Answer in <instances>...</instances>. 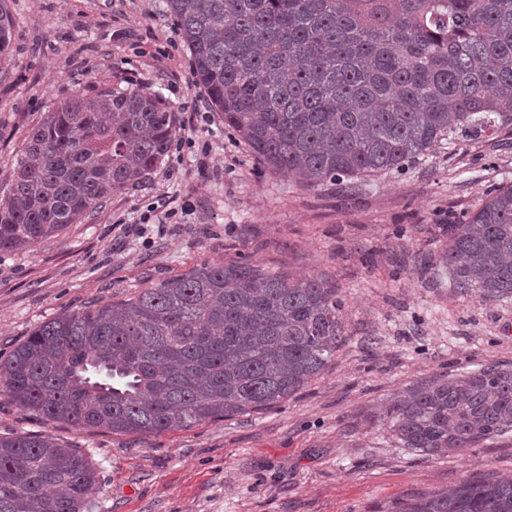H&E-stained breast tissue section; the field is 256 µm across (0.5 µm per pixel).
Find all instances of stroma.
<instances>
[{"instance_id": "35a3bbf8", "label": "stroma", "mask_w": 512, "mask_h": 512, "mask_svg": "<svg viewBox=\"0 0 512 512\" xmlns=\"http://www.w3.org/2000/svg\"><path fill=\"white\" fill-rule=\"evenodd\" d=\"M7 5L16 23L0 65V192L28 128L97 86L162 96L195 136H176L147 180L84 223L0 253L1 357L56 316L237 251L336 288L345 341L320 375L262 411L116 434L44 421L0 395V436L44 433L88 454L98 486L85 512H397L462 479L512 472L511 434L462 456H423L375 420L414 385L512 366V300L460 292L439 259L448 223L479 207L488 186L512 185V134L436 145L352 190L309 189L261 170L225 128L165 0Z\"/></svg>"}]
</instances>
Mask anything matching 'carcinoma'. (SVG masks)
Here are the masks:
<instances>
[{
  "label": "carcinoma",
  "mask_w": 512,
  "mask_h": 512,
  "mask_svg": "<svg viewBox=\"0 0 512 512\" xmlns=\"http://www.w3.org/2000/svg\"><path fill=\"white\" fill-rule=\"evenodd\" d=\"M195 81L257 161L299 185L358 184L443 142L512 130V0H167ZM13 17L0 5V60ZM177 134L134 87L60 100L25 135L0 199V251L57 237L145 181ZM453 287L512 299V185L448 224ZM343 301L245 254L38 326L0 359V394L56 423L160 433L263 410L336 357ZM405 448L465 452L512 432V366L394 395L375 416ZM90 457L0 436V512H83ZM399 512H512V473L434 490Z\"/></svg>",
  "instance_id": "obj_1"
}]
</instances>
